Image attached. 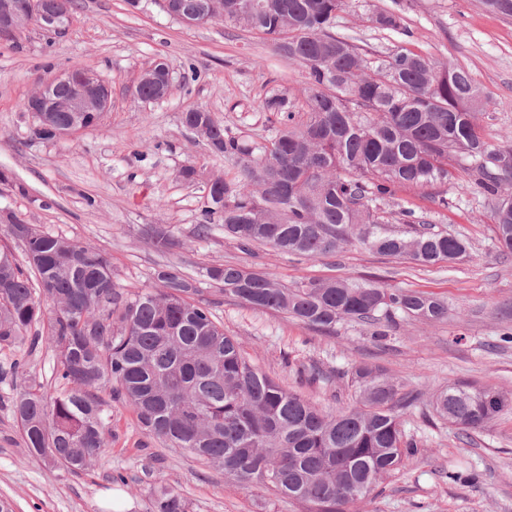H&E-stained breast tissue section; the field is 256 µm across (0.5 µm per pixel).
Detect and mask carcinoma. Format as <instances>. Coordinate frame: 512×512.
Returning <instances> with one entry per match:
<instances>
[{
  "label": "carcinoma",
  "instance_id": "obj_1",
  "mask_svg": "<svg viewBox=\"0 0 512 512\" xmlns=\"http://www.w3.org/2000/svg\"><path fill=\"white\" fill-rule=\"evenodd\" d=\"M347 7L348 0H222L218 12L194 18L268 36L308 69L306 119L265 144L224 134L202 107L182 112V125H203L211 153L237 168L231 179L209 181L196 236L220 227L245 251L268 245L309 259L359 244L421 265L455 262L469 254L466 241L430 231L412 210L401 225L388 224L371 202L398 187L442 182L448 166L467 158L491 201L497 241L512 253V201L504 192L512 186V144H489L475 120L490 98L467 69L405 48L369 66L354 44L330 32ZM371 20L402 29L391 10ZM261 106L292 117L283 92L265 95ZM10 220L7 234L22 255L0 247V350L43 343L54 353L53 386L31 380L10 400L32 456L88 469L112 436L108 407L117 402L147 435L188 449L245 487L300 500L307 512H358L376 484L416 454L399 411L417 398L381 369L354 367L355 406L327 414L253 365L179 266L158 270L159 289L126 297L105 251L39 231L16 214ZM148 240L160 254L176 245L159 224ZM205 276L221 295L328 334L343 321L374 326L398 311L448 317V305L432 294L372 282L289 287L233 264L208 266ZM507 405L501 392L473 385L450 386L431 401L440 419L465 431L485 428ZM151 509L186 512V503L164 490Z\"/></svg>",
  "mask_w": 512,
  "mask_h": 512
}]
</instances>
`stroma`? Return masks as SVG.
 <instances>
[{
	"instance_id": "obj_1",
	"label": "stroma",
	"mask_w": 512,
	"mask_h": 512,
	"mask_svg": "<svg viewBox=\"0 0 512 512\" xmlns=\"http://www.w3.org/2000/svg\"><path fill=\"white\" fill-rule=\"evenodd\" d=\"M399 8L403 32L379 29L374 13ZM336 35L349 38L367 60L404 47L436 62L465 67L492 104L477 123L489 143L512 141V18L484 9L480 0H349ZM165 57L172 90L143 102L131 88L156 57ZM94 70L112 83V107L100 126L54 143L31 139V117L21 104L39 81L71 66ZM196 80H185L188 70ZM306 67L280 55L263 35L215 20L187 26L158 0L129 9L125 0H79L71 24L54 39L27 25L16 39H0V212H14L41 230L98 247L112 257L120 288L132 295L156 285L159 265H180L197 280L227 335L283 387L324 411L352 404L354 366L383 369L417 394L403 416L419 453L397 474L382 479L362 512H512V407L472 437L436 417L430 397L454 384L488 386L512 394V254L498 247L491 205L476 185L472 161L455 165L440 188L401 187L378 201L386 220L405 209L427 215L436 231L467 240L469 255L455 263L422 267L357 245L314 259L263 247L242 252L215 230L198 239L194 228L211 177L234 168L180 122L190 106L205 108L226 134L262 142L283 116L259 103L278 89L302 99ZM195 166V182L179 171ZM24 184L27 195L14 184ZM95 206H88L87 198ZM161 224L176 247L158 255L144 230ZM230 263L267 272L293 286L309 280L369 279L387 289L423 291L448 306L447 319L425 321L402 313L385 336L369 325L344 322L320 333L282 314L261 312L214 292L202 270ZM452 471H474V483L449 481ZM179 493L189 512H305L297 500L260 486L245 488L183 448H167L143 434L131 410L112 406V440L86 471L73 473L31 457L7 405L0 404V500L13 512H149L162 489Z\"/></svg>"
}]
</instances>
